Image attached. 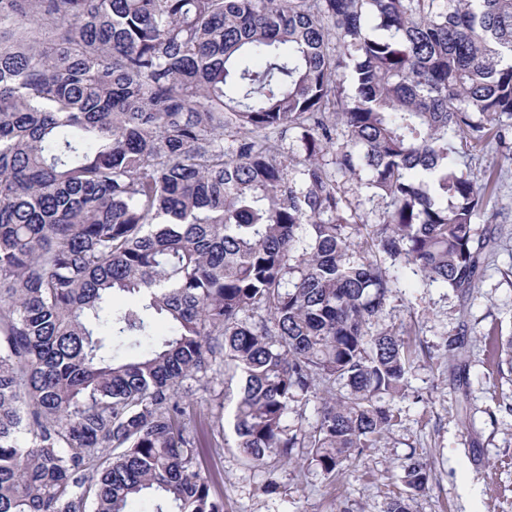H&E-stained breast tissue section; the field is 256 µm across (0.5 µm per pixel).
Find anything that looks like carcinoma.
Instances as JSON below:
<instances>
[{
	"label": "carcinoma",
	"mask_w": 512,
	"mask_h": 512,
	"mask_svg": "<svg viewBox=\"0 0 512 512\" xmlns=\"http://www.w3.org/2000/svg\"><path fill=\"white\" fill-rule=\"evenodd\" d=\"M1 40L0 512H224L179 395L213 364L248 461L377 447L399 268L463 295L495 249L456 144L512 150V0H0ZM297 402L292 403V407L288 413L287 424L290 427H302V429L310 430L316 422L315 408L317 401L315 398L310 397L306 400L303 396H298Z\"/></svg>",
	"instance_id": "carcinoma-1"
}]
</instances>
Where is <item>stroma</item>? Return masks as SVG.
I'll list each match as a JSON object with an SVG mask.
<instances>
[{"mask_svg":"<svg viewBox=\"0 0 512 512\" xmlns=\"http://www.w3.org/2000/svg\"><path fill=\"white\" fill-rule=\"evenodd\" d=\"M473 167L500 175L487 210L493 223L479 222L496 249L468 295L406 272L377 322L403 334L415 355L408 394L394 403L398 420L378 447L330 480L293 459L270 458L257 467L225 430L223 447L202 438L200 460L223 500L224 512H381L404 490L401 460L416 455L431 469L427 489L409 502L410 512H512V370L495 371L484 335H512V160L496 145L467 147ZM463 338L466 367H448V343ZM193 383L196 400L221 399L217 414L229 422L237 381L229 368L209 370Z\"/></svg>","mask_w":512,"mask_h":512,"instance_id":"obj_1","label":"stroma"}]
</instances>
